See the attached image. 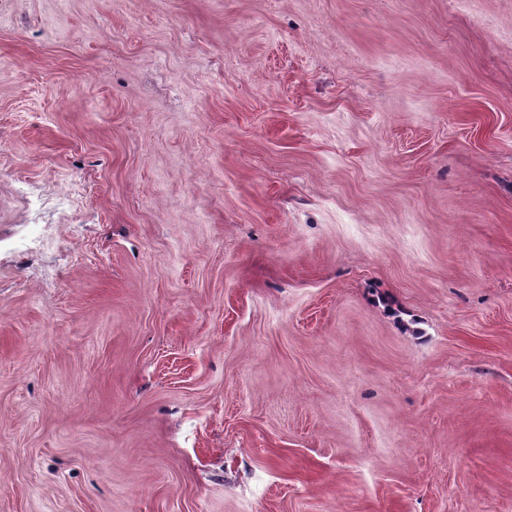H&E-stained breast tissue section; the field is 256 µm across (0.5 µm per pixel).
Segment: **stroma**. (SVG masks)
<instances>
[{
	"label": "stroma",
	"mask_w": 512,
	"mask_h": 512,
	"mask_svg": "<svg viewBox=\"0 0 512 512\" xmlns=\"http://www.w3.org/2000/svg\"><path fill=\"white\" fill-rule=\"evenodd\" d=\"M0 512H512V0H0Z\"/></svg>",
	"instance_id": "obj_1"
}]
</instances>
